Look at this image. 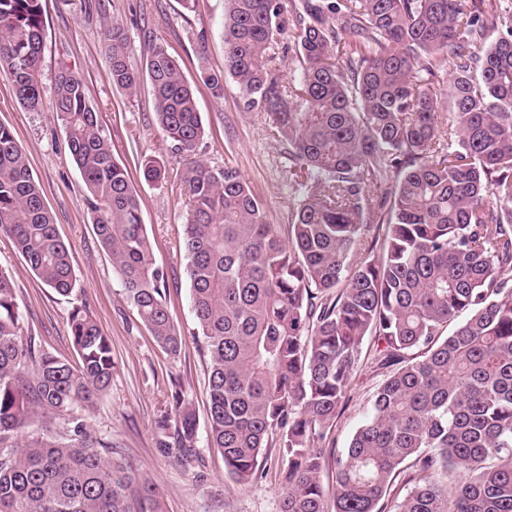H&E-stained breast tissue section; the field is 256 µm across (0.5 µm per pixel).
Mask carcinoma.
<instances>
[{
  "mask_svg": "<svg viewBox=\"0 0 512 512\" xmlns=\"http://www.w3.org/2000/svg\"><path fill=\"white\" fill-rule=\"evenodd\" d=\"M225 2L224 71L200 79L221 97L230 76L247 108L265 113L304 194L284 228L267 223L236 169L184 173L183 248L209 356L207 446L243 486L275 449L280 512H382L398 479L407 494L395 512H512V0ZM491 31L500 36L489 43ZM43 37L41 0H0V74L31 111L42 105ZM287 37L285 83L269 64ZM107 41L112 85L147 81L164 136L192 155L204 127L178 61L157 44L135 67L118 25ZM53 109L127 299L175 358L183 336L140 196L66 69ZM142 170L164 179L152 158ZM4 225L43 285L71 294L70 250L0 126ZM69 323L76 366L23 335L13 278L0 270V512H160L156 485L105 460L79 416L112 382V348L86 307ZM368 340L390 374L336 455L329 505V435ZM157 447L196 458V410L180 393Z\"/></svg>",
  "mask_w": 512,
  "mask_h": 512,
  "instance_id": "1",
  "label": "carcinoma"
}]
</instances>
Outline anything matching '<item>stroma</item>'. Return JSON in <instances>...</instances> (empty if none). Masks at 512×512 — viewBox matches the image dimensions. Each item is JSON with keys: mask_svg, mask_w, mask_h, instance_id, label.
<instances>
[{"mask_svg": "<svg viewBox=\"0 0 512 512\" xmlns=\"http://www.w3.org/2000/svg\"><path fill=\"white\" fill-rule=\"evenodd\" d=\"M42 7L43 108L24 109L9 80L0 76V126L12 130L25 151L58 233L70 249L77 286L68 296L45 287L16 250L10 232L0 228V269L14 279L23 331L35 336L46 351L73 362L77 356L70 340V312L80 305L90 309L111 340L114 368L110 388L84 418L94 437L110 443L113 461L157 484L162 512H279L275 450H268L262 461V478L241 486L227 476L217 449L200 445L197 462L189 465L156 448V423L174 387H181L192 400L199 428L207 426V357L193 338L196 325L182 246L185 167L194 159L214 170L236 168L264 201L271 224L289 223L302 195L299 187L288 183V146L271 136L264 113L246 108L232 79H225L224 96L217 99L199 78L201 70L224 68L225 2L198 0L192 11L183 8L181 0H42ZM108 22L124 28L135 61H142L159 43L178 59L196 88L204 124L193 156L180 154L165 139L155 120L149 86L134 94L113 86L104 38ZM63 68L85 83L89 102L110 138L112 156L127 168L142 199L152 259L169 276L168 306L186 338L178 358L154 342L94 233L83 181L69 159L65 130L52 109L55 80ZM146 158L164 166L162 182L144 179L141 162ZM382 378L374 364L364 363L359 370L331 435L337 449L345 448L362 422Z\"/></svg>", "mask_w": 512, "mask_h": 512, "instance_id": "stroma-1", "label": "stroma"}]
</instances>
